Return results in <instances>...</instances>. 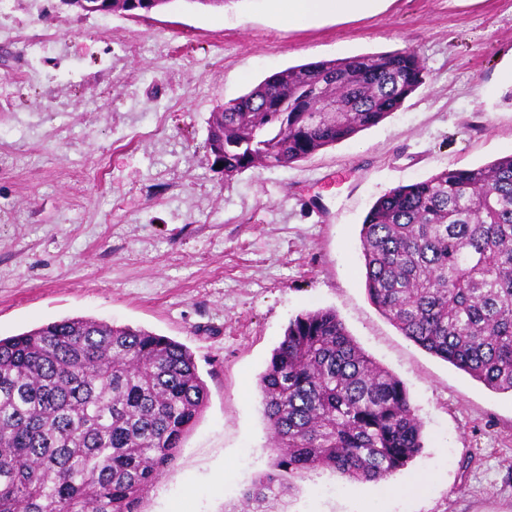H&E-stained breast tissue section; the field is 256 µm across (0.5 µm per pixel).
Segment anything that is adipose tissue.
Segmentation results:
<instances>
[{
  "mask_svg": "<svg viewBox=\"0 0 512 512\" xmlns=\"http://www.w3.org/2000/svg\"><path fill=\"white\" fill-rule=\"evenodd\" d=\"M386 0H267L269 10L288 24L336 16L367 17L380 12Z\"/></svg>",
  "mask_w": 512,
  "mask_h": 512,
  "instance_id": "1",
  "label": "adipose tissue"
}]
</instances>
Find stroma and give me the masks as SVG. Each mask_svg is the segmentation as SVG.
Segmentation results:
<instances>
[{"instance_id": "obj_1", "label": "stroma", "mask_w": 512, "mask_h": 512, "mask_svg": "<svg viewBox=\"0 0 512 512\" xmlns=\"http://www.w3.org/2000/svg\"><path fill=\"white\" fill-rule=\"evenodd\" d=\"M413 50L424 84L379 124L233 177L204 148L217 105L290 66ZM512 0H387L291 26L265 0H170L145 18L52 0L0 11V337L72 317L188 347L208 404L144 512H229L273 456L257 381L290 320L335 309L402 380L423 448L388 480L331 471L288 512H512V395L403 336L367 299L374 201L512 155Z\"/></svg>"}]
</instances>
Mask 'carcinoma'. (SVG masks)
<instances>
[{
  "label": "carcinoma",
  "mask_w": 512,
  "mask_h": 512,
  "mask_svg": "<svg viewBox=\"0 0 512 512\" xmlns=\"http://www.w3.org/2000/svg\"><path fill=\"white\" fill-rule=\"evenodd\" d=\"M425 82L417 53L291 66L215 109L224 175L288 166L374 126ZM371 304L407 339L512 393V155L380 196L360 230ZM273 462L241 512H287L329 470L381 482L423 448L405 384L332 309L296 316L259 379ZM208 401L191 351L142 328L52 321L0 338V512H142Z\"/></svg>",
  "instance_id": "carcinoma-1"
}]
</instances>
